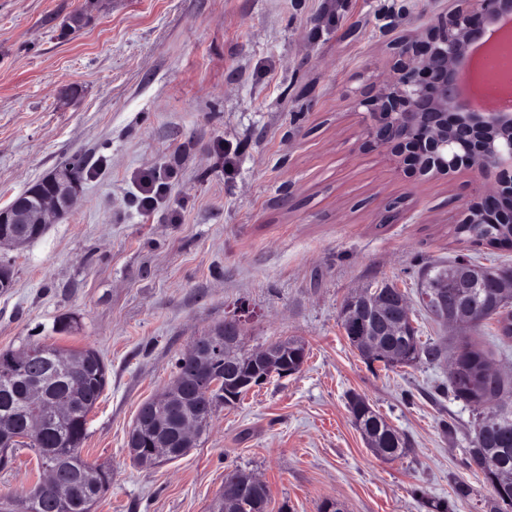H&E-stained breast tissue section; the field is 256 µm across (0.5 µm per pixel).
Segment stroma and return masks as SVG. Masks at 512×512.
Masks as SVG:
<instances>
[{
    "label": "stroma",
    "instance_id": "obj_1",
    "mask_svg": "<svg viewBox=\"0 0 512 512\" xmlns=\"http://www.w3.org/2000/svg\"><path fill=\"white\" fill-rule=\"evenodd\" d=\"M453 0H0V208L85 160L81 195L39 240L11 252L0 290V350L34 340L92 347L108 385L82 455L112 471L94 512H207L224 471L254 473L268 512H488L469 464L474 412L448 391L447 362L368 366L340 325L360 285L406 292L423 339L443 328L419 302V272L461 254L511 265L512 250L456 241L452 222L482 178L423 180L364 148L358 99L390 72L396 45ZM85 11L87 24L63 23ZM174 169L168 206L143 215L134 177ZM400 201L397 223L381 218ZM182 221L167 220L168 208ZM228 318L247 348L306 343L300 372L220 408L180 459L150 469L126 453L139 405L190 343ZM69 328H62V321ZM512 374L494 321L470 332ZM411 441L385 460L368 448L348 394ZM19 449L0 496L39 477ZM471 494L460 500L458 485Z\"/></svg>",
    "mask_w": 512,
    "mask_h": 512
}]
</instances>
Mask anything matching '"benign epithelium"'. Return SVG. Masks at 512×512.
I'll return each mask as SVG.
<instances>
[{
	"instance_id": "obj_1",
	"label": "benign epithelium",
	"mask_w": 512,
	"mask_h": 512,
	"mask_svg": "<svg viewBox=\"0 0 512 512\" xmlns=\"http://www.w3.org/2000/svg\"><path fill=\"white\" fill-rule=\"evenodd\" d=\"M458 2L438 26L400 44L391 73L381 80L374 95L358 101L357 106L365 108L363 135L365 142L384 153L396 168L426 179L449 178L463 170L482 176L496 174L494 181L476 190L456 223L512 224V110L470 105L460 91L461 69L470 58L471 48L489 42L488 29L512 14V0ZM39 184L56 187L35 213L34 223L44 228L73 207L80 187L69 186L57 173ZM19 223L17 211L0 210V246L25 243L15 232ZM353 297L372 308L376 335H402L404 320L389 309L387 293L377 288L360 289ZM423 301L445 314L449 327L461 331L469 326L468 318L446 314L447 294L429 292ZM242 340V322L227 321L224 335L208 339L207 355L219 356L223 349ZM253 365L249 374L226 365L224 402L234 403L270 377L293 372V367L278 360L269 346L255 351ZM131 457L147 466L167 459L168 450L155 436Z\"/></svg>"
}]
</instances>
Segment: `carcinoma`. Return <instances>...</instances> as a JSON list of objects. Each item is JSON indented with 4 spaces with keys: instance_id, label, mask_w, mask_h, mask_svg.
Returning <instances> with one entry per match:
<instances>
[{
    "instance_id": "obj_1",
    "label": "carcinoma",
    "mask_w": 512,
    "mask_h": 512,
    "mask_svg": "<svg viewBox=\"0 0 512 512\" xmlns=\"http://www.w3.org/2000/svg\"><path fill=\"white\" fill-rule=\"evenodd\" d=\"M83 159L73 157L65 161L58 171L76 185L80 184ZM454 237L476 246L492 249L512 236L506 224H457ZM472 264L457 258L448 264H432L421 272L420 289L446 288L448 292L463 295L472 306L474 328L487 320L498 323L502 336L512 339V311L492 304V292L486 287L512 268H485L482 283L467 277ZM349 324L344 327L351 346H357V337L369 328L364 316L351 311ZM388 345L401 351L403 365L411 366L423 359L439 360L445 352L437 343L426 344L411 330L409 336H397ZM461 361L467 365L465 376L448 378V391L454 399L467 405L487 403L489 407L478 412L475 433L469 442V456L474 464L489 461L494 468L512 472V429L504 432L497 421L512 416V410L503 412L495 406L499 400L512 396V380L498 377L496 386L489 389L483 381V370L489 365L488 357L479 348L464 341ZM174 378L195 388L205 380L194 363L181 354L175 361ZM108 383V369L100 354L92 348H64L54 343L34 342L20 350H0V442L9 445L10 452L0 456V469L8 468L13 460L12 451L18 448L32 450L42 470L55 466L61 479L73 484L71 494L56 495L49 480H38V493L26 492L0 498V512H92L97 499L107 491L97 472V467L87 463L82 456V445L87 437L88 416L96 407ZM219 385L210 395L199 392L193 405L174 407L162 401L150 406L149 411L164 420L172 443H178L182 420L193 417L197 422V435H202L208 424L206 415L224 404ZM61 398L72 407L74 414L60 418L53 412L54 400ZM348 410L364 436L381 445L383 458L393 459L406 455L411 447L409 438L392 428L369 402L358 394L348 398ZM494 472L484 474L492 489L489 512H512V487L499 486Z\"/></svg>"
}]
</instances>
